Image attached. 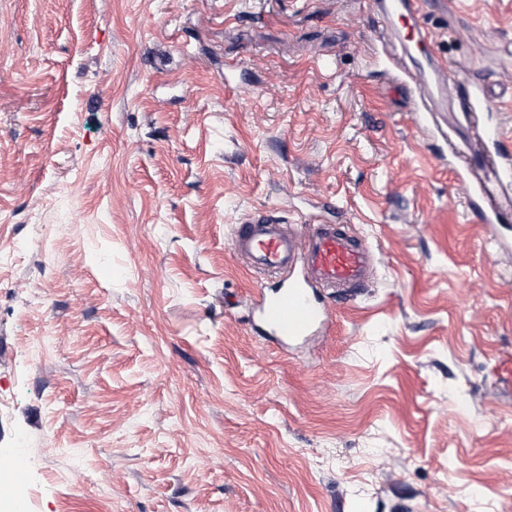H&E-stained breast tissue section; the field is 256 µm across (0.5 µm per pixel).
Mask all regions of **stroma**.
<instances>
[{
	"instance_id": "stroma-1",
	"label": "stroma",
	"mask_w": 512,
	"mask_h": 512,
	"mask_svg": "<svg viewBox=\"0 0 512 512\" xmlns=\"http://www.w3.org/2000/svg\"><path fill=\"white\" fill-rule=\"evenodd\" d=\"M430 12L512 80V0ZM367 0H0V462L31 512H512V264L372 57ZM355 224L371 288L281 346L257 209Z\"/></svg>"
}]
</instances>
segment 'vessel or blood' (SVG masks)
I'll list each match as a JSON object with an SVG mask.
<instances>
[{
  "label": "vessel or blood",
  "instance_id": "1",
  "mask_svg": "<svg viewBox=\"0 0 512 512\" xmlns=\"http://www.w3.org/2000/svg\"><path fill=\"white\" fill-rule=\"evenodd\" d=\"M369 6L381 62L419 89L426 119L437 125L446 113H467L468 151L480 164L457 163L453 170L473 184L468 208L477 222L488 235L499 234L512 223V155L500 148L502 128L488 124L485 115L501 99H512V82L465 80L459 67L436 57L434 37L422 21L431 6L455 18V0H369ZM232 244L255 273L280 277L279 290L259 293L254 309L269 335L288 342L330 333L332 302L355 300L372 284L373 250L352 224L299 228L279 210L261 209L234 226Z\"/></svg>",
  "mask_w": 512,
  "mask_h": 512
}]
</instances>
